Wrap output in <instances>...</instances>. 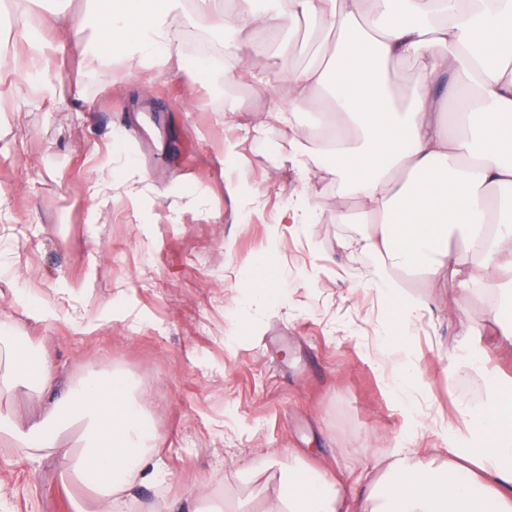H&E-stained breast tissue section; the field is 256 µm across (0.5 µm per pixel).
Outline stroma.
<instances>
[{
    "label": "stroma",
    "mask_w": 512,
    "mask_h": 512,
    "mask_svg": "<svg viewBox=\"0 0 512 512\" xmlns=\"http://www.w3.org/2000/svg\"><path fill=\"white\" fill-rule=\"evenodd\" d=\"M54 7L0 0L1 77L17 78L14 27ZM66 11L68 40L49 78L74 97L0 101V318L43 346L63 380L119 369L144 392L166 482L133 486L130 512H167L201 487L228 512L252 506L271 460L290 453L351 488L410 441L446 450L443 426H459L458 406L484 400L486 384L449 380L444 348L476 328L495 333L485 297L402 276L437 309L411 338L419 388L389 393L367 358L383 314L375 260L341 246L358 228L357 202L344 200L347 224H278L289 200L319 198L327 181L294 178L278 130L244 142L224 121L231 107L257 120L287 105L288 77L311 60L317 33L295 24L294 49L272 61L264 92L223 64L201 70L183 43L163 73L131 78L123 62L84 73L94 20L84 0ZM235 141L236 159L225 152ZM261 254L278 269L280 295L227 347L228 306L249 296L243 269ZM36 301L52 317L29 318ZM66 466L0 447V512H71L87 490L62 483Z\"/></svg>",
    "instance_id": "obj_1"
}]
</instances>
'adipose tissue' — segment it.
Here are the masks:
<instances>
[{
  "instance_id": "obj_1",
  "label": "adipose tissue",
  "mask_w": 512,
  "mask_h": 512,
  "mask_svg": "<svg viewBox=\"0 0 512 512\" xmlns=\"http://www.w3.org/2000/svg\"><path fill=\"white\" fill-rule=\"evenodd\" d=\"M97 20L95 39L84 48L86 69L123 57L136 66L165 69L181 39L177 17L183 0H86ZM290 13L270 0H197V10L220 18L234 34L224 44L230 72L264 83L269 49L292 50L286 20L325 26L330 56L293 74L287 106L271 107L264 120L238 122L260 138L278 129L294 176L309 182L315 172L334 176L335 195L314 202L300 196L279 215L283 224L344 222L336 196L354 198L362 228L342 247L372 256V285L392 313L378 324L382 352L398 361L386 387L407 392L421 378L408 343L421 321L433 315L429 301L406 295L400 274H422L449 287L492 297V309L512 304V0H289ZM68 19L53 12L15 29L25 48L15 68L25 83H11L12 98L40 87L50 98L63 86L44 79L51 39H65ZM414 57L423 79L400 95L389 79L391 62ZM458 93L466 119L449 137L441 108ZM328 108L324 130L306 126L300 112ZM505 283L488 286V271ZM248 273L257 287L233 310L261 312L274 298L277 272L258 259ZM13 326L0 322V395L36 401L37 415L20 423L0 413V445L23 448L30 460L52 455L92 490L96 512H124L134 484L163 479L153 459L159 439L147 425L146 399L121 372L105 380L63 383L45 351L16 350ZM479 344L449 349L450 366L482 377L488 397L458 409L464 432L449 459L422 449L396 458L368 483L350 491L333 475L311 474L289 462L270 494L250 512H512V379L486 365ZM82 424L81 445L66 432Z\"/></svg>"
}]
</instances>
